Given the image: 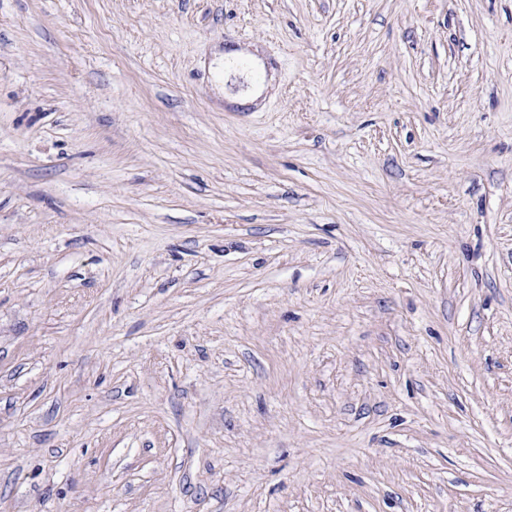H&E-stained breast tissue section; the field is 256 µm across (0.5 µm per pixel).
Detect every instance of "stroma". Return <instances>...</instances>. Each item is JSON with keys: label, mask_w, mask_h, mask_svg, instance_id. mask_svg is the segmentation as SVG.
Here are the masks:
<instances>
[{"label": "stroma", "mask_w": 512, "mask_h": 512, "mask_svg": "<svg viewBox=\"0 0 512 512\" xmlns=\"http://www.w3.org/2000/svg\"><path fill=\"white\" fill-rule=\"evenodd\" d=\"M0 512H512V0H0ZM249 60H255V56L244 51L227 50L224 55H221L218 67L215 69L216 78L224 82V96L229 102L239 106L254 103L265 87L264 73H256L251 69ZM229 83L237 84L239 88L234 90L228 87Z\"/></svg>", "instance_id": "35a3bbf8"}]
</instances>
